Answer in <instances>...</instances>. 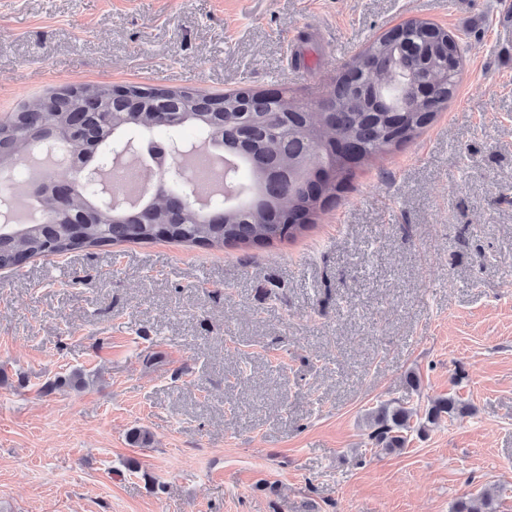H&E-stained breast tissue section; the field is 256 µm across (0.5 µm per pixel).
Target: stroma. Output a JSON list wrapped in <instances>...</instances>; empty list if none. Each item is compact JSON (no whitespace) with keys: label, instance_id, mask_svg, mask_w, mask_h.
Returning a JSON list of instances; mask_svg holds the SVG:
<instances>
[{"label":"stroma","instance_id":"1","mask_svg":"<svg viewBox=\"0 0 512 512\" xmlns=\"http://www.w3.org/2000/svg\"><path fill=\"white\" fill-rule=\"evenodd\" d=\"M410 19L458 37L456 90L303 236L0 270V512H512V0H0V119L94 83L314 110ZM464 407L460 405L459 401L454 397L441 398L435 401L429 408L426 419L429 423H436L441 420L442 417L448 416L451 418L456 414L463 412ZM414 415L411 408L402 403H382L372 411L376 426L372 435L375 445L386 448H400L405 443L404 434L411 428L410 421Z\"/></svg>","mask_w":512,"mask_h":512}]
</instances>
